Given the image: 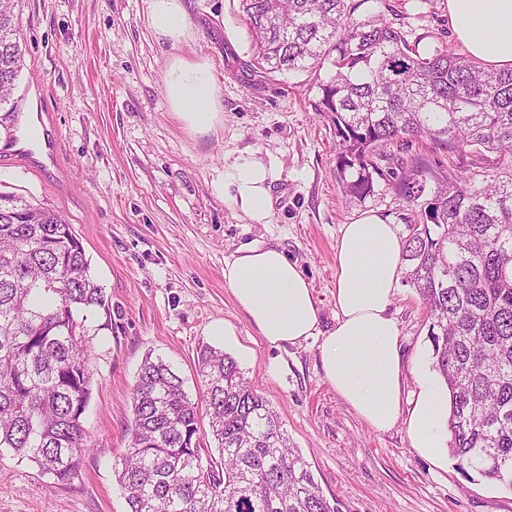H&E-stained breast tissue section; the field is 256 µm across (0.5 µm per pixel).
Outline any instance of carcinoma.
Wrapping results in <instances>:
<instances>
[{
	"instance_id": "cac0c4a2",
	"label": "carcinoma",
	"mask_w": 512,
	"mask_h": 512,
	"mask_svg": "<svg viewBox=\"0 0 512 512\" xmlns=\"http://www.w3.org/2000/svg\"><path fill=\"white\" fill-rule=\"evenodd\" d=\"M356 10L353 0H239L256 47L251 68L313 74L314 111L334 127L341 178L360 198L384 175L374 156L394 144L428 139L502 157L481 182L435 178L402 256L448 391L449 452L512 488V69L487 71L438 45L422 54ZM21 69L10 0H0V129L10 138ZM389 177L410 201L427 190L417 167ZM100 314L111 317L108 296L73 225L1 191L0 448L59 484L93 451L81 416L91 397L89 318ZM197 373L194 401L163 360L148 355L140 366L115 464L128 512H340L232 355L200 345ZM204 414L216 456L201 445Z\"/></svg>"
}]
</instances>
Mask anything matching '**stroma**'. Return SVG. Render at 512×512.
Returning <instances> with one entry per match:
<instances>
[{
	"mask_svg": "<svg viewBox=\"0 0 512 512\" xmlns=\"http://www.w3.org/2000/svg\"><path fill=\"white\" fill-rule=\"evenodd\" d=\"M23 68L14 97L36 119L57 162L32 153L0 155V190L59 211L80 235L112 306V326L91 337L92 395L83 424L97 444L67 485L0 450V512H127L114 463L127 446L131 389L145 355L162 358L201 395L196 349L230 353L281 417L341 512H512V493L464 472L448 449L413 448L405 422L377 431L326 382L318 342L280 349L259 336L224 286V260L259 241L298 262L323 327L334 324L336 242L342 225L372 211L407 238L419 202L396 189L390 170L414 165L450 179L487 175L497 154L418 141L388 147L381 177L360 198L346 193L332 124L316 115L308 73L261 78L250 69L254 42L239 0H191L192 31L178 47L157 39L146 0H14ZM383 16L409 41L458 55L445 0H360L358 20ZM213 67L223 117L208 135L190 132L164 93L174 57ZM274 165L271 221L253 224L217 185L242 150ZM391 312L400 329L407 392L413 368L432 362L427 310L400 277Z\"/></svg>",
	"mask_w": 512,
	"mask_h": 512,
	"instance_id": "1",
	"label": "stroma"
}]
</instances>
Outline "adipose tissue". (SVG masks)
<instances>
[{"label":"adipose tissue","instance_id":"ef3b65f1","mask_svg":"<svg viewBox=\"0 0 512 512\" xmlns=\"http://www.w3.org/2000/svg\"><path fill=\"white\" fill-rule=\"evenodd\" d=\"M450 27L469 55L491 70L512 69V0H446ZM156 37L180 45L191 32L186 0H147ZM164 91L172 112L191 132L210 133L220 121L218 88L204 62L175 60ZM273 165L245 151L225 164L220 189L256 224L269 223ZM335 324L322 328L314 292L298 263L274 246L252 242L224 261V286L236 306L273 348L315 338L321 368L337 394L377 431L406 419L414 448L431 455L443 442L442 389L421 368L416 400L403 412L404 368L399 328L390 312L402 269L395 225L374 212L342 225L336 243Z\"/></svg>","mask_w":512,"mask_h":512}]
</instances>
